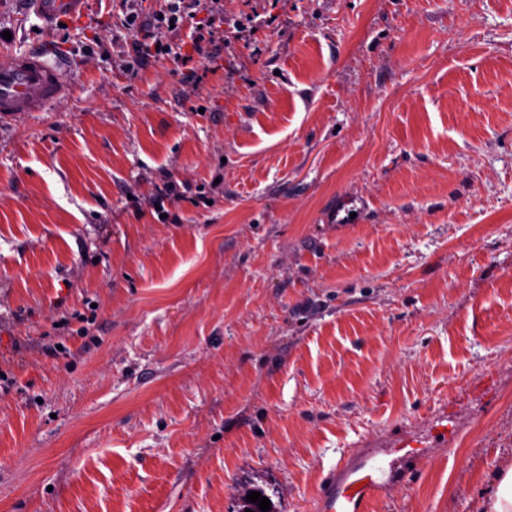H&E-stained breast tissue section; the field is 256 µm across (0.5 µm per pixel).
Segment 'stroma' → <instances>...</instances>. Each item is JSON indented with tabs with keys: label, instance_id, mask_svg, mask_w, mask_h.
<instances>
[{
	"label": "stroma",
	"instance_id": "1",
	"mask_svg": "<svg viewBox=\"0 0 512 512\" xmlns=\"http://www.w3.org/2000/svg\"><path fill=\"white\" fill-rule=\"evenodd\" d=\"M169 7L0 0L73 83L0 118V512H320L409 435L367 512H471L512 448V0H224L208 59L188 17L136 60ZM35 7L36 12L45 20L50 21L56 16L69 13H80L85 17V7L83 6L86 0H31ZM342 470H336L324 482L320 492L323 512H362L366 501L396 485L408 484L414 468L387 463L384 456L367 455L358 458Z\"/></svg>",
	"mask_w": 512,
	"mask_h": 512
}]
</instances>
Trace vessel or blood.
Here are the masks:
<instances>
[{
  "label": "vessel or blood",
  "mask_w": 512,
  "mask_h": 512,
  "mask_svg": "<svg viewBox=\"0 0 512 512\" xmlns=\"http://www.w3.org/2000/svg\"><path fill=\"white\" fill-rule=\"evenodd\" d=\"M85 0H33L45 20L69 13H84ZM73 84L66 71L49 62L45 53L0 55V116L41 112L69 97ZM405 458L402 466L371 455L343 468L340 476H329L320 492L322 512H363L366 501L397 485L410 483L414 473L409 460L424 456V445L411 440L396 447Z\"/></svg>",
  "instance_id": "obj_1"
}]
</instances>
